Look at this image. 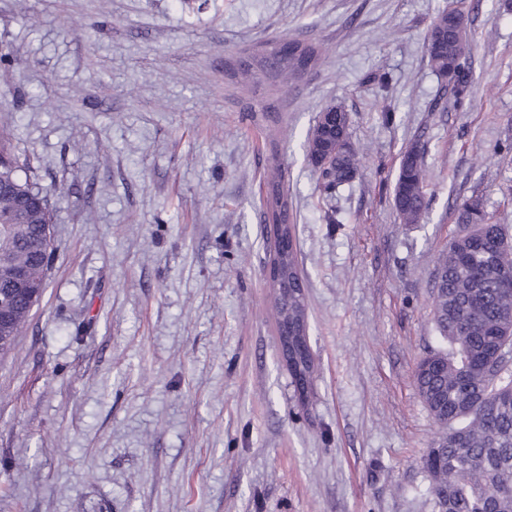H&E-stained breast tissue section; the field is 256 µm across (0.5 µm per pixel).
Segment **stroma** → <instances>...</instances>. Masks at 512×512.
<instances>
[{"label":"stroma","instance_id":"35a3bbf8","mask_svg":"<svg viewBox=\"0 0 512 512\" xmlns=\"http://www.w3.org/2000/svg\"><path fill=\"white\" fill-rule=\"evenodd\" d=\"M502 0H0V127L52 191L47 287L0 357V512H436L443 434L414 384L456 206L512 233V10ZM466 24L470 99L433 71ZM296 39L316 68L237 71ZM342 105L333 196L306 136ZM418 145L428 200L392 191ZM288 180L310 393L281 359L263 177ZM337 223H329V215ZM436 29L447 30V44H433ZM464 29V17L460 12L444 10L432 22L426 36V49L431 67L440 77L447 80L454 97L460 103L470 95V84L466 76L455 77L458 72H465V60L462 57V51L465 50ZM307 135V157L310 163L319 170L322 187L325 192L332 193L348 183L357 170L355 151L348 142L349 116L339 105H328ZM329 116L336 121V136L329 135L324 127ZM344 140V144L341 143ZM336 142V148L334 145ZM423 157L417 146L406 149L402 155L394 187V207L406 224L420 223L428 210L423 187L426 181Z\"/></svg>","mask_w":512,"mask_h":512}]
</instances>
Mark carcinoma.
I'll use <instances>...</instances> for the list:
<instances>
[{"label": "carcinoma", "instance_id": "cac0c4a2", "mask_svg": "<svg viewBox=\"0 0 512 512\" xmlns=\"http://www.w3.org/2000/svg\"><path fill=\"white\" fill-rule=\"evenodd\" d=\"M433 70L446 79L460 101L470 84L465 70L464 17L442 11L426 36ZM317 50L304 46L273 67L296 76L316 64ZM307 135V157L319 170L322 187L332 193L357 170L348 142L349 116L339 105L322 109ZM15 135L0 132V296H8L14 315L0 325V354L9 351L27 322L35 301L9 288L17 266L29 269L42 296L53 254L54 213L43 187ZM426 170L420 149L402 155L394 187V207L405 224L420 223L428 210L423 187ZM288 186L277 169L266 177L264 222L288 224ZM477 201L458 205V220L472 234L452 240L437 269L433 320L447 349L429 354L414 371V382L434 419L448 429L421 459L438 512H512V366L498 365L497 352L512 345V266L489 253L512 251V238L500 224L486 221Z\"/></svg>", "mask_w": 512, "mask_h": 512}]
</instances>
